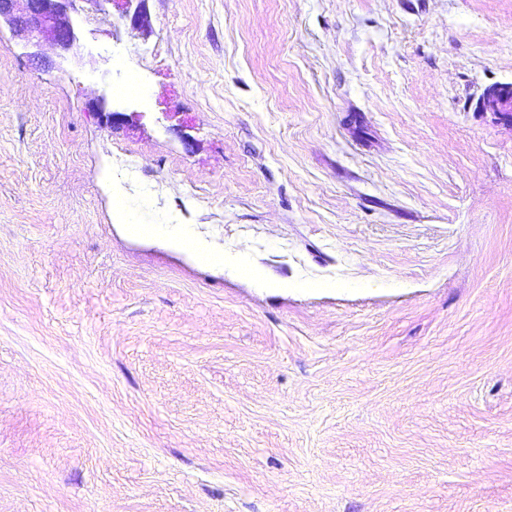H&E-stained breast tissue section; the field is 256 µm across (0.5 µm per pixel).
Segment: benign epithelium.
Listing matches in <instances>:
<instances>
[{"label":"benign epithelium","mask_w":512,"mask_h":512,"mask_svg":"<svg viewBox=\"0 0 512 512\" xmlns=\"http://www.w3.org/2000/svg\"><path fill=\"white\" fill-rule=\"evenodd\" d=\"M18 0H0V21L29 35H45L54 41L63 55L78 54L77 36L71 12L78 0H24V7L16 11ZM97 10L106 14L114 5L131 14V27L141 29L147 23L142 10L144 0H94ZM477 108L490 112L499 121L512 126V82L495 84L485 89Z\"/></svg>","instance_id":"1"}]
</instances>
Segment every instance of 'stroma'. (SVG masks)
<instances>
[{"mask_svg":"<svg viewBox=\"0 0 512 512\" xmlns=\"http://www.w3.org/2000/svg\"><path fill=\"white\" fill-rule=\"evenodd\" d=\"M144 9L0 26V512H512V0ZM477 108L481 112L492 113L499 121L512 126V82L486 88ZM103 187L113 197L114 209L113 218L115 224L123 226L131 235L158 242L165 248L182 254L194 262H203L217 269H224V251L207 239L194 235L185 230H177L171 233H163L155 228L134 224L122 203L121 195L106 178L103 179Z\"/></svg>","mask_w":512,"mask_h":512,"instance_id":"stroma-1","label":"stroma"}]
</instances>
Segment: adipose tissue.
<instances>
[{
  "mask_svg": "<svg viewBox=\"0 0 512 512\" xmlns=\"http://www.w3.org/2000/svg\"><path fill=\"white\" fill-rule=\"evenodd\" d=\"M113 218L116 224L123 226L135 237L160 243L194 262H202L217 269L224 266V252L212 242L185 230L163 233L151 226L134 223L122 201H115Z\"/></svg>",
  "mask_w": 512,
  "mask_h": 512,
  "instance_id": "ef3b65f1",
  "label": "adipose tissue"
}]
</instances>
